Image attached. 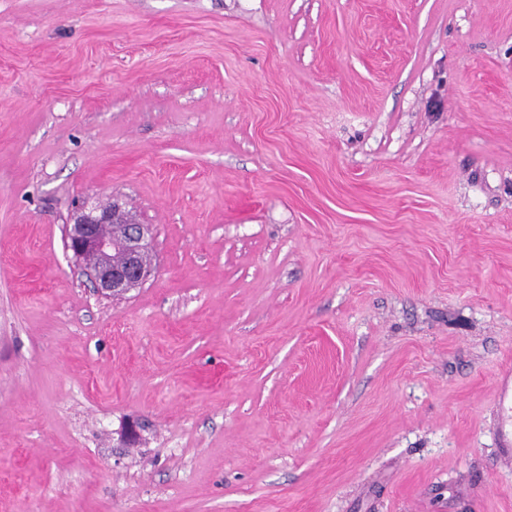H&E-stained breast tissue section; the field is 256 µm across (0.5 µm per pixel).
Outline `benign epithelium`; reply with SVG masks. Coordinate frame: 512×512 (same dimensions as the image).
Listing matches in <instances>:
<instances>
[{
	"instance_id": "1",
	"label": "benign epithelium",
	"mask_w": 512,
	"mask_h": 512,
	"mask_svg": "<svg viewBox=\"0 0 512 512\" xmlns=\"http://www.w3.org/2000/svg\"><path fill=\"white\" fill-rule=\"evenodd\" d=\"M64 245L105 298H119L151 276V225L140 223L116 199L77 209Z\"/></svg>"
}]
</instances>
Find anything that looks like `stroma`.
Here are the masks:
<instances>
[{
  "mask_svg": "<svg viewBox=\"0 0 512 512\" xmlns=\"http://www.w3.org/2000/svg\"><path fill=\"white\" fill-rule=\"evenodd\" d=\"M506 370L512 0H0V512H512ZM64 245L105 298H119L152 273V228L141 224L118 199L82 205L67 224ZM119 253L120 259L113 260ZM497 407L501 415L498 428V441L503 448L502 458L506 462L512 459V381L511 374L503 375L497 381Z\"/></svg>",
  "mask_w": 512,
  "mask_h": 512,
  "instance_id": "1",
  "label": "stroma"
}]
</instances>
